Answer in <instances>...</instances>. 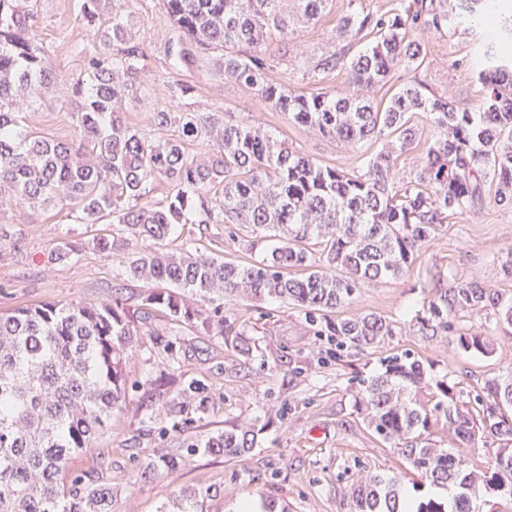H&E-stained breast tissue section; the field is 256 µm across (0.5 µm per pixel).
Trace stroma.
I'll use <instances>...</instances> for the list:
<instances>
[{"mask_svg":"<svg viewBox=\"0 0 512 512\" xmlns=\"http://www.w3.org/2000/svg\"><path fill=\"white\" fill-rule=\"evenodd\" d=\"M352 3L384 12L395 0H333L317 23L299 28L288 40L268 41L262 51L274 63L272 78L306 94L346 91V72H305L296 61L334 50L332 31ZM81 4L36 0L37 44L66 77L82 75L85 53L98 48L82 20ZM127 11L146 48L142 78L152 89L150 98L128 108L129 125L146 128L149 112L169 105L167 85L180 82L192 86L194 108L220 110L268 130L322 164L352 171L375 151L371 141L346 148L289 123L256 92L224 82L207 58L170 67L163 51L170 20L162 0H130ZM480 68L479 31L452 20L428 34L427 55L416 76L435 93L475 111L482 100ZM25 123L49 139L68 140L75 131L72 109L60 100L27 113ZM0 222L22 240L17 252L0 247V313L48 301L100 300L123 282L119 256H105L90 243L94 234H115V225L77 224L51 210H6ZM64 242L76 246L77 255L68 263L51 262V251ZM192 245L235 260L250 257L240 239L220 224L177 225L163 247L176 253ZM511 249L512 205L490 202L468 215L449 217L409 275L362 288L342 308L345 316L375 313L394 321L393 335L371 348L337 350L330 337L315 335L298 309L272 300L226 304L224 317L233 329L229 336L170 323L154 313L152 323L167 326L170 349L154 337H134L126 366L133 388L111 428L71 458V474L110 485L112 512H180L181 499L191 492L203 493L205 512H236L248 501L273 502L283 512H351V482L361 474L399 477L416 500L446 498L442 488L416 484L400 449L367 430L355 411V391L360 379L382 372L385 359L405 352L419 356L427 368L431 384L421 391L425 400L437 398L440 382L452 387L458 402L472 400L485 379L511 371L512 326L482 315L468 317V325L487 333L497 347L487 357L462 351L454 333L424 336L411 323L433 299L438 278L450 272L512 297V278L501 270ZM180 379L204 383V410L191 404L183 413H167V404L179 398ZM242 421L251 422L256 432V446L247 457L186 451V442L202 441ZM167 454L179 455L176 468L159 467ZM152 463L157 469L150 475L146 468Z\"/></svg>","mask_w":512,"mask_h":512,"instance_id":"stroma-1","label":"stroma"}]
</instances>
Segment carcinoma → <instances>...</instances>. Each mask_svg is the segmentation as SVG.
Segmentation results:
<instances>
[{
    "instance_id": "1",
    "label": "carcinoma",
    "mask_w": 512,
    "mask_h": 512,
    "mask_svg": "<svg viewBox=\"0 0 512 512\" xmlns=\"http://www.w3.org/2000/svg\"><path fill=\"white\" fill-rule=\"evenodd\" d=\"M127 0H83L82 17L109 53L85 54L86 76L65 78L36 44L30 0H0V210L67 209L65 218L99 224L106 218L143 243L97 235L91 244L122 254L125 280L140 286V313L157 309L172 321L224 332L222 299L241 296L293 305L318 336L340 348L375 347L393 323L373 314H337L360 288L409 274L450 216L488 200L512 204V3L509 0H410L385 12H351L336 28L344 46L298 67L346 71L345 93L305 95L276 83L262 53L267 40H286L319 19L329 0H163L171 25L164 54L174 68L211 56L224 80L255 91L278 112L313 133L356 147H381L347 172L323 165L259 127L233 123L219 110L157 109L152 137L124 119L128 105L151 95L140 81L146 53L121 12ZM484 32L483 98L479 111L456 107L426 84L406 80L386 100L373 92L393 72L417 69L424 37L448 26L449 13ZM365 42L350 54L349 43ZM60 96L74 108L75 138L36 136L23 114ZM436 134L413 178L400 177L402 155L420 138L417 114ZM210 147L196 154L192 147ZM167 192L152 200L156 187ZM176 224H222L245 240L248 262L185 250L160 251ZM323 245V264L310 242ZM484 311L512 325V297L448 272L418 331H452L466 352L488 356L493 342L457 322ZM140 335L118 290L85 304L47 302L0 315V512H110L112 487L69 475L76 453L92 447L126 402V346ZM423 362L395 356L384 371L359 382L356 412L381 440L401 449L421 479L451 490L444 503H418L396 478L366 476L352 491L354 512H472L478 485L512 487V374L488 378L476 416L442 386L433 407L417 398ZM448 426L457 450L430 438V420ZM502 441L483 469H469L462 449L476 435ZM255 445L252 428L235 425L203 440V450L241 457Z\"/></svg>"
}]
</instances>
